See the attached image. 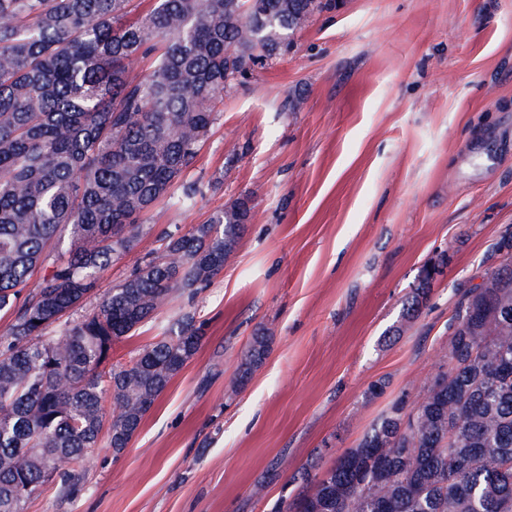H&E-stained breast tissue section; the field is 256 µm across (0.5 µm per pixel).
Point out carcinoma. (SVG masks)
I'll return each mask as SVG.
<instances>
[{
  "mask_svg": "<svg viewBox=\"0 0 512 512\" xmlns=\"http://www.w3.org/2000/svg\"><path fill=\"white\" fill-rule=\"evenodd\" d=\"M0 0V512L45 485V461L80 462L103 427L127 448L158 397L201 346L185 315L127 364L115 343L174 295L192 300L224 270L250 219L239 198L158 247L80 319L101 271L150 229L143 213L197 159L216 106L238 78L280 55L335 0ZM150 58L149 73L130 76ZM500 264L459 291L448 369L414 414L399 402L325 471L312 461L272 512H512V232ZM37 283H32L35 274ZM436 267L411 292L414 318ZM269 353L251 338L246 384Z\"/></svg>",
  "mask_w": 512,
  "mask_h": 512,
  "instance_id": "carcinoma-1",
  "label": "carcinoma"
}]
</instances>
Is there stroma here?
Here are the masks:
<instances>
[{
	"mask_svg": "<svg viewBox=\"0 0 512 512\" xmlns=\"http://www.w3.org/2000/svg\"><path fill=\"white\" fill-rule=\"evenodd\" d=\"M187 177L202 195L158 201L100 289L157 231L250 196L221 274L112 359L189 311L202 344L123 453L100 441L24 512H271L312 458L330 466L394 403L413 410L448 366L459 289L483 282L512 230V0H342L225 94ZM436 264L429 303L389 335ZM258 330L269 353L232 390Z\"/></svg>",
	"mask_w": 512,
	"mask_h": 512,
	"instance_id": "1",
	"label": "stroma"
}]
</instances>
